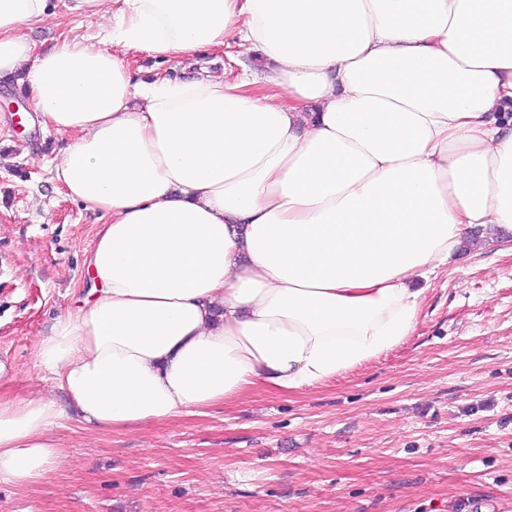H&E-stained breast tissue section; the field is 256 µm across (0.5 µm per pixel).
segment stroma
I'll list each match as a JSON object with an SVG mask.
<instances>
[{"instance_id": "stroma-1", "label": "stroma", "mask_w": 512, "mask_h": 512, "mask_svg": "<svg viewBox=\"0 0 512 512\" xmlns=\"http://www.w3.org/2000/svg\"><path fill=\"white\" fill-rule=\"evenodd\" d=\"M24 25L37 48L105 22L52 0ZM228 47L178 69L133 49L142 79L234 77ZM69 133L42 126L22 84L0 83V396L44 389L33 349L77 309L84 250L102 219L67 197L52 161ZM63 456L41 483H0V512H512V242L437 271L400 346L307 391L235 402L129 430L73 408L52 430Z\"/></svg>"}]
</instances>
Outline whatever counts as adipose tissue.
<instances>
[{
	"label": "adipose tissue",
	"mask_w": 512,
	"mask_h": 512,
	"mask_svg": "<svg viewBox=\"0 0 512 512\" xmlns=\"http://www.w3.org/2000/svg\"><path fill=\"white\" fill-rule=\"evenodd\" d=\"M99 44L35 50L0 0V79L72 133L55 174L103 218L81 306L0 399V481L44 480L64 391L102 429L263 384L299 393L402 344L420 282L512 237V0H74ZM236 45L262 72L146 84L123 56Z\"/></svg>",
	"instance_id": "ef3b65f1"
}]
</instances>
